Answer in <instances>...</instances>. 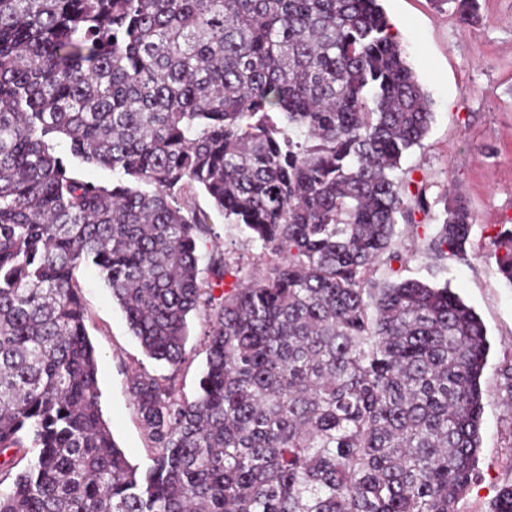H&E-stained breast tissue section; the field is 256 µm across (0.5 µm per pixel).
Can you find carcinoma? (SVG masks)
I'll return each mask as SVG.
<instances>
[{"label": "carcinoma", "instance_id": "cac0c4a2", "mask_svg": "<svg viewBox=\"0 0 512 512\" xmlns=\"http://www.w3.org/2000/svg\"><path fill=\"white\" fill-rule=\"evenodd\" d=\"M431 105L378 0H0V512H457L485 325L446 284L376 278L429 208L401 161ZM197 189L269 265L200 269ZM473 221L452 194L422 247L466 256ZM495 246L512 285V228ZM82 267L158 363L208 318L194 400L130 378L144 472L99 407Z\"/></svg>", "mask_w": 512, "mask_h": 512}]
</instances>
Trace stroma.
Wrapping results in <instances>:
<instances>
[{
    "label": "stroma",
    "instance_id": "1",
    "mask_svg": "<svg viewBox=\"0 0 512 512\" xmlns=\"http://www.w3.org/2000/svg\"><path fill=\"white\" fill-rule=\"evenodd\" d=\"M380 6L433 102V121L422 147L402 161L411 180L425 186L430 208L415 213L412 223L398 224L396 248L404 260L380 267L377 276L448 284L486 326L490 351L482 377L481 447L458 510L490 512L499 490L512 484V397L501 388L512 369V287L495 258L502 226L512 225V0H479L480 20L473 25L462 24L452 9L436 10L431 0H380ZM449 188L467 200L476 222L465 259L451 257L440 264L414 248L434 234ZM187 202L210 226L202 252L219 248L247 269L263 263L259 243L225 220L203 192ZM76 276L98 356L100 408L129 461L146 470L148 439L128 393V378L137 368L172 373L181 394L194 399L206 361L207 319L192 317L185 360L174 371L143 354L94 269H79Z\"/></svg>",
    "mask_w": 512,
    "mask_h": 512
}]
</instances>
